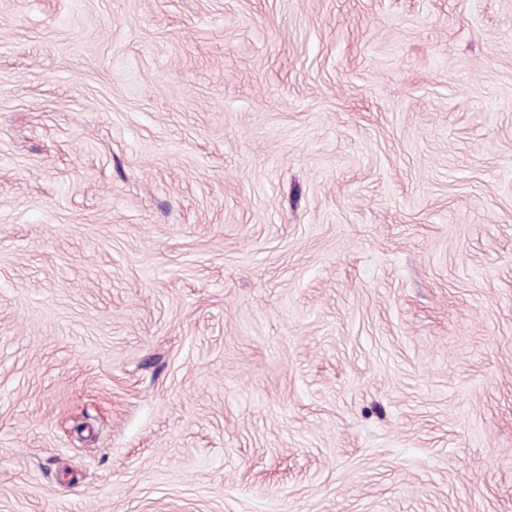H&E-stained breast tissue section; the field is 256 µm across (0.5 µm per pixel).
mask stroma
<instances>
[{
  "mask_svg": "<svg viewBox=\"0 0 512 512\" xmlns=\"http://www.w3.org/2000/svg\"><path fill=\"white\" fill-rule=\"evenodd\" d=\"M0 512H512V0H0Z\"/></svg>",
  "mask_w": 512,
  "mask_h": 512,
  "instance_id": "35a3bbf8",
  "label": "stroma"
}]
</instances>
